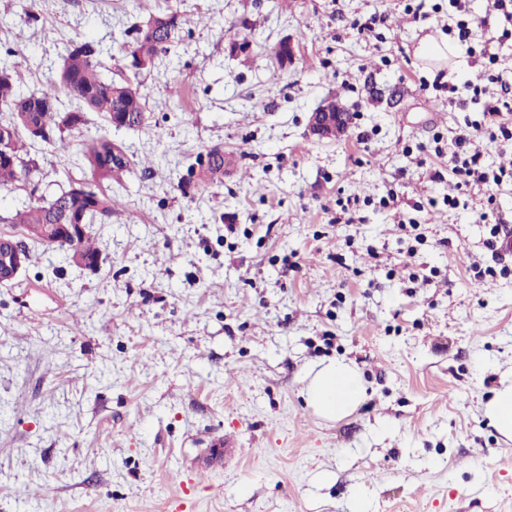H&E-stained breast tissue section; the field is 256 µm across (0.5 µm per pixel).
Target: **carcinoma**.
Masks as SVG:
<instances>
[{
  "label": "carcinoma",
  "mask_w": 512,
  "mask_h": 512,
  "mask_svg": "<svg viewBox=\"0 0 512 512\" xmlns=\"http://www.w3.org/2000/svg\"><path fill=\"white\" fill-rule=\"evenodd\" d=\"M182 16L169 10L149 16L131 26L132 47L129 53L131 71L139 74L155 68L161 56L169 53L175 36L182 29ZM100 50L92 41L73 42L66 48L62 64L49 85L32 91L18 84L19 69L26 63L24 56L10 60L0 59V108L9 114L0 123V189H9L29 180L37 171L30 150L40 143L61 153L70 142L65 133L78 131L87 122V114L100 117L108 128L135 129L146 120L143 96L128 78L108 79L102 74ZM65 91L74 100V106L63 111L59 108V91ZM124 147L106 135L85 140L79 156L93 180L116 181L130 172L133 161L112 165V153ZM188 179L206 187L221 181L224 176V151L213 147L197 154L187 168ZM120 206L117 199L98 186L67 178L59 185L58 194L40 205H28L8 216L0 215V223L15 224L31 231L42 225L72 224L78 220L91 225L112 218ZM47 249H59L69 260L78 255L85 260L101 258V251L91 233L77 241L53 233L39 240Z\"/></svg>",
  "instance_id": "obj_1"
}]
</instances>
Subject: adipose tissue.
<instances>
[{
    "instance_id": "ef3b65f1",
    "label": "adipose tissue",
    "mask_w": 512,
    "mask_h": 512,
    "mask_svg": "<svg viewBox=\"0 0 512 512\" xmlns=\"http://www.w3.org/2000/svg\"><path fill=\"white\" fill-rule=\"evenodd\" d=\"M304 396L315 413L336 419L349 414L362 402L364 388L353 365L332 360L315 372Z\"/></svg>"
}]
</instances>
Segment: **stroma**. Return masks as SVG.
Returning <instances> with one entry per match:
<instances>
[{
    "label": "stroma",
    "mask_w": 512,
    "mask_h": 512,
    "mask_svg": "<svg viewBox=\"0 0 512 512\" xmlns=\"http://www.w3.org/2000/svg\"><path fill=\"white\" fill-rule=\"evenodd\" d=\"M491 3L471 0V40L436 70L416 48L444 37L448 0H0V54L27 58L26 89L53 79L70 41L99 43L118 76L134 22H194L134 80L144 125L108 131L137 164L101 184L122 207L91 227L100 268L27 242L31 262L0 285V512H175L178 498L186 512H353L357 497L364 512H512V439L484 414L512 376V179L474 188L481 222L444 204L429 175L447 162L417 150L481 120L446 90L483 84L481 52L512 84ZM330 98L352 123L320 140L309 117ZM215 145L223 182L179 190ZM35 159L1 213L90 176ZM335 358L366 396L328 421L303 392ZM227 434L237 453L209 465Z\"/></svg>",
    "instance_id": "obj_1"
}]
</instances>
